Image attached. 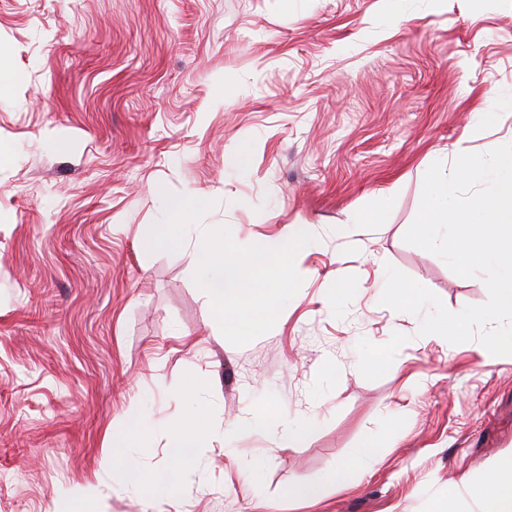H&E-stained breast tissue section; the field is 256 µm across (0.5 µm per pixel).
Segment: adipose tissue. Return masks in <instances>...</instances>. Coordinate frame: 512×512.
<instances>
[{"instance_id":"ef3b65f1","label":"adipose tissue","mask_w":512,"mask_h":512,"mask_svg":"<svg viewBox=\"0 0 512 512\" xmlns=\"http://www.w3.org/2000/svg\"><path fill=\"white\" fill-rule=\"evenodd\" d=\"M200 203L197 197L170 198V223L149 225L141 237L143 246L174 243L177 221ZM312 235L311 225L298 224L288 236L268 249L250 251L236 249L227 243L225 237H216L200 260L206 270L200 284L209 314L229 333L243 336L270 321L278 311L276 303L269 298L271 285L257 278L255 272L273 260H287L289 254L300 248ZM202 421V411L196 410L172 425L166 444L165 463L147 473L130 462L132 450L138 445L137 436L130 431L113 436L112 451L103 459L101 469L106 472L116 465H126L128 484L137 487L145 501L173 497L183 467L193 461L198 448L204 447L210 437L208 431L202 430ZM484 483L487 492L479 503V512H512V461L494 464Z\"/></svg>"}]
</instances>
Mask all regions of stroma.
<instances>
[{
    "mask_svg": "<svg viewBox=\"0 0 512 512\" xmlns=\"http://www.w3.org/2000/svg\"><path fill=\"white\" fill-rule=\"evenodd\" d=\"M0 62V512H68L88 482L143 512L100 471L109 439L142 411L153 469L190 406L244 429L153 512H475L512 457V356L380 298L389 264L453 312L489 297L403 236L433 162L512 143V0H0ZM189 193L179 244L141 248ZM376 206L379 231L353 224ZM216 224L256 247L315 227L294 300L247 336L206 310ZM271 404L303 440L246 429ZM367 441L381 462L326 483ZM299 482L319 501L289 498Z\"/></svg>",
    "mask_w": 512,
    "mask_h": 512,
    "instance_id": "35a3bbf8",
    "label": "stroma"
}]
</instances>
